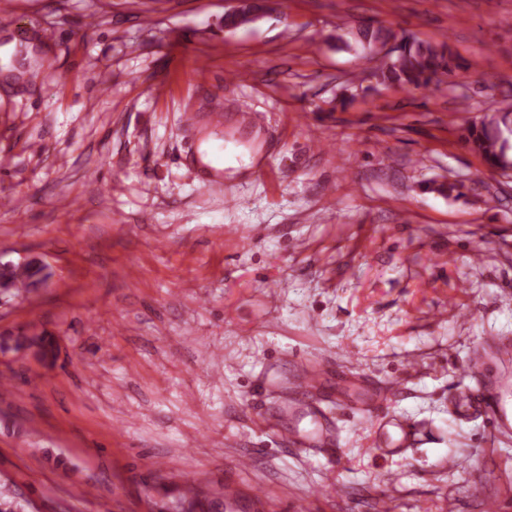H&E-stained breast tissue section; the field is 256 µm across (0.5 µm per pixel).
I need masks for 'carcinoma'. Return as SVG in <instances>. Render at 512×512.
<instances>
[{
	"mask_svg": "<svg viewBox=\"0 0 512 512\" xmlns=\"http://www.w3.org/2000/svg\"><path fill=\"white\" fill-rule=\"evenodd\" d=\"M271 11L270 0H248L242 9L224 15V27L237 29L256 22ZM354 41L372 53L380 54L382 48L392 40L401 39L390 62L379 64L370 72L375 83L382 86H398L407 89H428L442 84L456 85V69L460 65L453 57L447 43L430 44L418 40L413 35L398 36L382 26H360L353 33ZM512 133V105L497 108L487 114L480 123L469 128L467 143L484 162L492 167L512 166L509 158V140L503 131ZM43 282L41 267L36 263L16 266L0 264V287L8 290H30ZM14 348L33 349L42 358L53 352V341L44 336H17L13 338ZM222 502L211 499L200 491L193 496L183 494L178 497L177 512H221ZM21 501L14 495L8 484L0 486V512H23Z\"/></svg>",
	"mask_w": 512,
	"mask_h": 512,
	"instance_id": "1",
	"label": "carcinoma"
}]
</instances>
